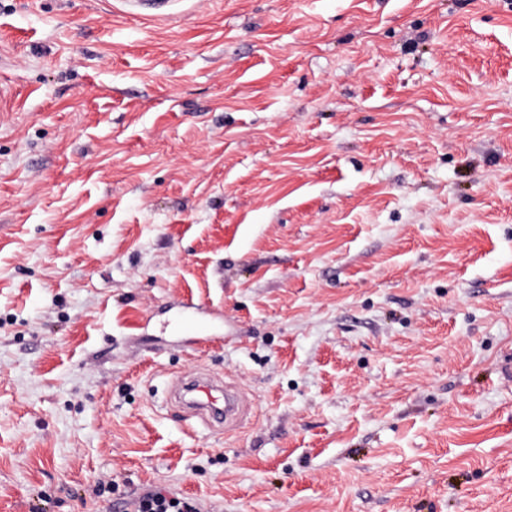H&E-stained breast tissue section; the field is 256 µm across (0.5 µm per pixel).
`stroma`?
Returning a JSON list of instances; mask_svg holds the SVG:
<instances>
[{
  "label": "stroma",
  "instance_id": "obj_1",
  "mask_svg": "<svg viewBox=\"0 0 512 512\" xmlns=\"http://www.w3.org/2000/svg\"><path fill=\"white\" fill-rule=\"evenodd\" d=\"M508 362L512 0H0V512H512ZM139 495H128L120 503L103 506L105 512H192L193 507L188 501L179 497L168 496L161 491L147 494L140 507ZM175 500V504L171 501Z\"/></svg>",
  "mask_w": 512,
  "mask_h": 512
}]
</instances>
